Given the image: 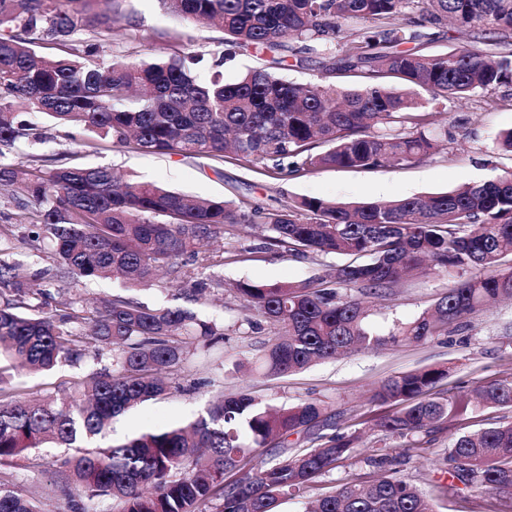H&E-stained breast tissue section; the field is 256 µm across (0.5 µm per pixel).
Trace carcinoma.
Segmentation results:
<instances>
[{
	"instance_id": "obj_1",
	"label": "carcinoma",
	"mask_w": 512,
	"mask_h": 512,
	"mask_svg": "<svg viewBox=\"0 0 512 512\" xmlns=\"http://www.w3.org/2000/svg\"><path fill=\"white\" fill-rule=\"evenodd\" d=\"M114 2L0 0V158L37 137L21 114L38 113L95 141L145 152L270 162L275 177L404 166L441 150L430 106L512 86V0H159L224 31V55L206 74L196 72L195 56L101 60L98 44L75 35L98 30ZM448 27L458 46L427 51ZM38 43L47 52L37 53ZM250 50L267 56L265 66L226 80V61ZM289 52L299 64L317 58L320 77L297 83L282 76ZM336 77L356 85L338 86ZM0 187L24 214L32 249L49 238L56 259L53 268L25 274L0 259V355L28 372L110 359L86 386L38 401L19 398L0 369V512H43L15 475L32 450L72 448L130 408L167 395V374L187 354L185 337L223 335L188 308L149 307L121 294L87 308L63 297L59 284L70 277L147 287L176 260L246 224L266 225L268 249L346 258L307 281L232 285L240 326L253 329L260 317L273 329L258 364L268 377L354 349L446 336L481 307L512 299V168L445 193L360 203L301 197L277 208L195 198L123 181L104 167L67 164L0 162ZM428 271L458 280L417 317L383 333L348 294L361 288L383 297L401 278ZM178 292L198 303L214 286L197 278ZM447 377L448 368L435 366L381 381L371 401L392 411L368 420L381 433L370 457L381 474L338 485L310 512H437L432 496L395 476L397 458L381 452L386 440L419 448L476 401L512 407V379L482 385L473 398L436 396ZM335 425L322 400L274 407L239 392L216 399L188 425L64 455L54 482L68 512H94L102 498L118 512H278L363 446L360 432L325 433ZM290 436L314 445L300 451ZM442 465L452 483L492 495L480 509L500 512L499 495H512V423L453 437Z\"/></svg>"
}]
</instances>
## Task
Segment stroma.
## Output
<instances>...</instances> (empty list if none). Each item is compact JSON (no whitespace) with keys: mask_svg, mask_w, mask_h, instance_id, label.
<instances>
[{"mask_svg":"<svg viewBox=\"0 0 512 512\" xmlns=\"http://www.w3.org/2000/svg\"><path fill=\"white\" fill-rule=\"evenodd\" d=\"M115 9L117 21L112 30L96 36L102 59L123 56L148 61L163 55H195L200 59L199 70L204 72L224 50V34L219 28L177 17L164 10L158 0H117ZM435 110L434 131L446 135V150L398 168H324L284 180L271 177L261 164L245 168L226 161L215 171L203 160L140 152L108 141L91 149L86 147L83 133L43 121L33 113L28 119L38 126L42 138L18 144L12 160L26 165L35 157L56 158L66 164L108 167L128 180L160 182L206 198L256 200L270 208L306 196L366 202L448 192L467 182L495 178L512 167V158L495 148L499 133L512 129L511 102L488 106L474 99H450L436 104ZM0 213L10 216L16 225V235L5 252L7 259L30 266L53 263L51 240H44L40 250H31L24 241L23 214L7 204L0 206ZM260 242V227L230 232L222 246H202L197 257L188 260L185 271L188 276L226 286L243 279L273 284L304 281L340 262L334 255L297 259L279 250L260 249ZM454 282V276L443 274L403 281L388 289L385 297L371 299L370 320L382 330L392 320L413 318ZM195 311L201 320L223 325V336L206 345L192 344L183 364L174 371L175 385L170 393L114 419L106 442L119 444L140 433L193 421L217 395L242 388L277 405L305 398L323 400L336 414L337 431L351 432L364 428L368 417L376 412V405L368 401L370 392L391 375L425 366H446L449 374L440 391L447 396L512 377V301L494 303L469 315L466 329L410 346L354 352L285 377H265L250 371V363L262 355L272 332L263 322L254 329L241 328L240 302L233 293L226 290L222 301L196 304ZM90 369L86 362L51 373L13 372L11 385L21 397L38 399L73 387ZM452 436L449 430L435 434L429 445L411 450L398 468L399 478L428 493L435 484L447 483V474L438 470L437 464ZM35 454V464L19 466V481L36 495L44 512H66L53 486L60 449L39 448ZM369 455V449H356L335 470L317 478L304 499L282 504L281 512H302L305 500L320 497L342 482L371 481L379 470L369 462Z\"/></svg>","mask_w":512,"mask_h":512,"instance_id":"obj_1","label":"stroma"}]
</instances>
